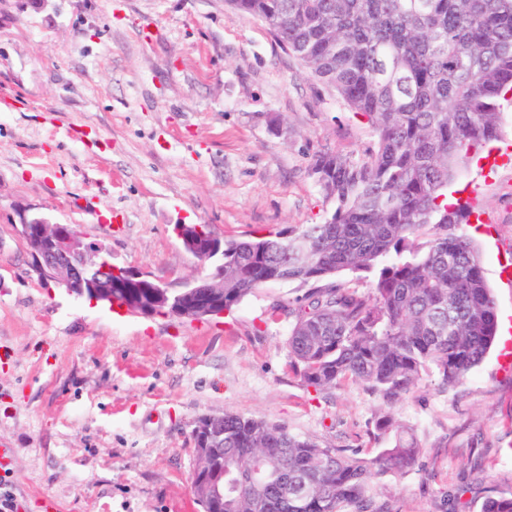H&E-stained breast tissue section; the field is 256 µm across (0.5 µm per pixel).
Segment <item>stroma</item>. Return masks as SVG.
I'll return each mask as SVG.
<instances>
[{"label":"stroma","mask_w":512,"mask_h":512,"mask_svg":"<svg viewBox=\"0 0 512 512\" xmlns=\"http://www.w3.org/2000/svg\"><path fill=\"white\" fill-rule=\"evenodd\" d=\"M0 448L18 512H202L192 431L206 413L283 424L376 455L377 401L348 382L318 392L288 366L304 292L259 288L210 322L142 316L75 298L33 271L21 213L72 224L113 264L176 294L198 272L176 233L241 240L321 223L310 175L325 150L358 153L365 120L310 79L259 19L227 0H0ZM501 138L450 188L477 206L476 241L512 326V104ZM496 341L465 383L430 381L395 405L421 453L371 483L386 512H481L512 496V368Z\"/></svg>","instance_id":"obj_1"}]
</instances>
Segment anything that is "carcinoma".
I'll return each mask as SVG.
<instances>
[{
  "label": "carcinoma",
  "instance_id": "cac0c4a2",
  "mask_svg": "<svg viewBox=\"0 0 512 512\" xmlns=\"http://www.w3.org/2000/svg\"><path fill=\"white\" fill-rule=\"evenodd\" d=\"M261 20L313 77L370 124L360 155L326 150L310 174L334 208L322 224L231 241L213 259L224 309L272 282L312 288L295 306L288 358L306 385L347 381L379 402L360 457L282 425L224 412V443L196 455L224 486L220 512H375L369 483L412 465L421 448L387 408L429 380L458 387L484 359L497 309L479 250L448 228L470 200L448 202L463 159L498 141L512 101V0H228ZM373 274L365 297L336 282ZM481 512H512L491 497Z\"/></svg>",
  "mask_w": 512,
  "mask_h": 512
}]
</instances>
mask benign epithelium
Listing matches in <instances>:
<instances>
[{
    "instance_id": "obj_1",
    "label": "benign epithelium",
    "mask_w": 512,
    "mask_h": 512,
    "mask_svg": "<svg viewBox=\"0 0 512 512\" xmlns=\"http://www.w3.org/2000/svg\"><path fill=\"white\" fill-rule=\"evenodd\" d=\"M20 235L32 258V267L42 280L53 281L77 297L94 302L120 304L127 311L152 316L157 313L200 319L224 314V293L219 291L223 276L198 275L184 291L169 293L143 271L132 270L109 261L90 264L86 256L98 253L86 242V234L70 224H52L39 215H22ZM200 266L211 254L224 251V242L213 237L204 226L187 235ZM194 434L202 454L224 437V417L211 415L197 423Z\"/></svg>"
}]
</instances>
